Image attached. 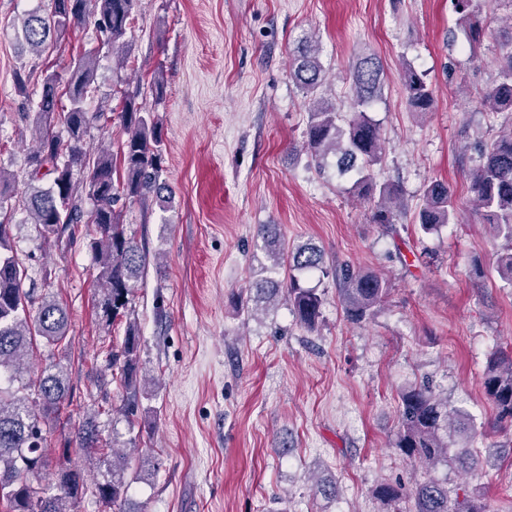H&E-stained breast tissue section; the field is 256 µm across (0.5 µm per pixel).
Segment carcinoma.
Instances as JSON below:
<instances>
[{
    "label": "carcinoma",
    "mask_w": 512,
    "mask_h": 512,
    "mask_svg": "<svg viewBox=\"0 0 512 512\" xmlns=\"http://www.w3.org/2000/svg\"><path fill=\"white\" fill-rule=\"evenodd\" d=\"M138 0H50V9L25 15L21 33L36 56H41L49 39H63L74 26L90 20L112 48L124 51L127 34ZM460 31L470 48L479 45L483 26L474 15L473 0H454ZM500 80L482 94L481 105L492 112H512V50L500 58ZM96 76V57L84 53L66 73L44 71L40 102L35 112L37 146L28 155V189L22 210L35 224L47 244L72 243L79 226L90 227L87 246L94 253L99 288L97 314L104 328L129 318L136 283L142 278L147 254L128 233L123 214L127 205L149 199L164 206V139L152 113L121 92L119 115L127 138L114 154L107 148L91 155L85 139L91 116L86 99ZM291 77L309 98L305 150L317 169L335 160L339 175L354 178L350 187L372 204V222L394 223L405 212L401 190L392 183H380L374 168L384 159L379 123L367 115V108L380 95L382 69L368 55L355 65L352 80L354 112L347 117L336 104L320 93L325 70L318 41H301L294 54ZM407 103L414 112L426 114L434 106L433 90L426 74L405 65L402 72ZM68 101L63 112V130L54 131V114L61 98ZM479 163L469 174L475 210L485 217L497 238L512 244V127L478 148ZM49 178L50 186L39 182ZM10 175L0 167V505L5 512H78L77 505L92 491L103 512H142L128 507L131 481L126 476L124 455L112 453L107 470L94 476L92 467L66 459L44 477L46 468V426L59 419L69 404L72 377L68 368L51 361L38 372L30 370L26 357L37 340L60 346L68 338L65 308L45 288L32 284L24 288L28 269L14 249L12 222L16 205L11 203ZM454 188L443 180H432L423 188L422 204L415 210L413 226L429 236L448 224L458 223ZM257 236L263 242L268 263L264 276L255 281L248 300L254 308L285 301L296 325L306 332L317 329L324 293L305 284L307 275L319 272L340 280V301L347 321L362 324L390 292L389 281L350 265L329 269L323 252L311 243L288 245L281 225L260 224ZM496 272L512 288V252L499 259ZM140 341L137 327L129 323L120 350L112 353L115 378L127 392L124 416L134 427L141 398L149 394L148 380H139ZM479 385L495 409L494 427L512 428V352L491 353L479 378ZM458 437L465 451L448 455V434ZM477 434L470 415L448 409L426 384L400 393L398 429L393 442L402 455L423 463H453L477 478L482 467L466 451ZM75 445L88 457L104 447L97 415H88L75 428ZM402 485L385 482L375 490L382 512L403 499ZM413 506L408 512H489L481 496L452 499L448 486L434 477L415 483Z\"/></svg>",
    "instance_id": "cac0c4a2"
}]
</instances>
